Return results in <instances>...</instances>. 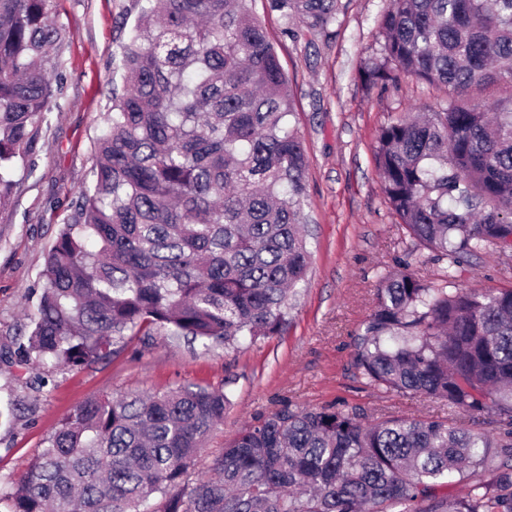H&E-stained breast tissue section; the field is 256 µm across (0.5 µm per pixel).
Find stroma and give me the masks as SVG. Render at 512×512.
Returning a JSON list of instances; mask_svg holds the SVG:
<instances>
[{"instance_id": "1", "label": "stroma", "mask_w": 512, "mask_h": 512, "mask_svg": "<svg viewBox=\"0 0 512 512\" xmlns=\"http://www.w3.org/2000/svg\"><path fill=\"white\" fill-rule=\"evenodd\" d=\"M390 0H341L329 35L286 33L288 22L256 0L295 94L294 121L308 157L303 210L312 264L279 334L236 348L203 349L155 334L81 367L11 365L0 359V399L14 414L0 420V482L24 472L75 406L103 394L163 392L195 384L224 387L232 405L197 464L208 474L225 442L281 404L338 407L366 414L446 416L437 400L378 390L354 367V337L370 314L383 275L399 268L410 241L390 211L376 168L382 127L406 112L447 104L445 88L411 76L382 90L361 71L379 56L378 21ZM136 0H54L65 32L57 58L64 75L57 104L38 133L33 165L17 164V187L0 207V356L12 350L44 280L45 256L71 202L92 181L94 146L106 127L113 86L121 84L120 35L137 15ZM464 289L512 288V255L484 254L463 265Z\"/></svg>"}]
</instances>
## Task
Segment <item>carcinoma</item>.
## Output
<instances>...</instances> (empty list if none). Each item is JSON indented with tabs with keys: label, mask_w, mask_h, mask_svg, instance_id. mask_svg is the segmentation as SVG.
Wrapping results in <instances>:
<instances>
[{
	"label": "carcinoma",
	"mask_w": 512,
	"mask_h": 512,
	"mask_svg": "<svg viewBox=\"0 0 512 512\" xmlns=\"http://www.w3.org/2000/svg\"><path fill=\"white\" fill-rule=\"evenodd\" d=\"M93 181L49 249L26 360L87 365L163 332L226 347L281 332L311 252L307 154L295 98L253 0H137ZM339 0H269L328 33ZM383 54L362 71L448 89V104L383 127L385 198L444 286L385 275L357 334L365 383L440 400L468 421L283 404L244 427L211 474L194 475L231 394L179 386L105 395L65 417L0 491L6 512H512V288L463 289L458 269L512 249V0H391ZM52 0H0V205L35 151L61 76ZM499 462L488 480L479 469ZM467 482L462 496L448 486Z\"/></svg>",
	"instance_id": "carcinoma-1"
}]
</instances>
